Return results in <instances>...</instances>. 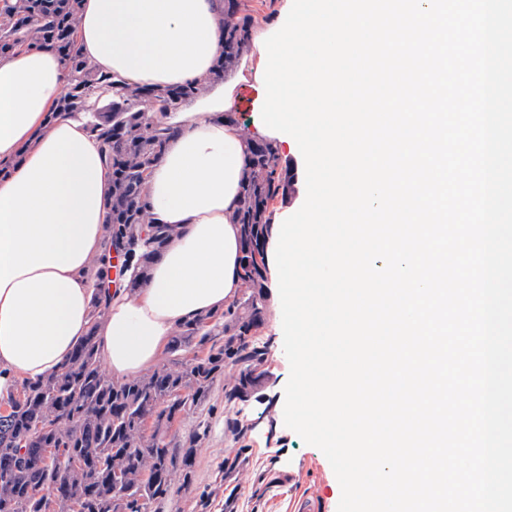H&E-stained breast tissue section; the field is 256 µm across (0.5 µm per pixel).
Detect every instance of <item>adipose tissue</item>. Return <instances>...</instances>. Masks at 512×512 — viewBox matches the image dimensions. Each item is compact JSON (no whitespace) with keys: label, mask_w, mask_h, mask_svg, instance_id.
Masks as SVG:
<instances>
[{"label":"adipose tissue","mask_w":512,"mask_h":512,"mask_svg":"<svg viewBox=\"0 0 512 512\" xmlns=\"http://www.w3.org/2000/svg\"><path fill=\"white\" fill-rule=\"evenodd\" d=\"M223 16V0H82L77 47L91 65L138 86L206 88L165 114L177 134L146 184L173 236L142 288L113 289L95 327L93 262L107 235L112 171L98 140L51 112L66 80L62 58L35 48L0 58V396L58 371L91 329L111 375L145 373L177 326L237 298L240 231L230 215L249 140L217 116L254 80L260 52L213 80Z\"/></svg>","instance_id":"adipose-tissue-1"}]
</instances>
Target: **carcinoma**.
<instances>
[{
	"label": "carcinoma",
	"instance_id": "cac0c4a2",
	"mask_svg": "<svg viewBox=\"0 0 512 512\" xmlns=\"http://www.w3.org/2000/svg\"><path fill=\"white\" fill-rule=\"evenodd\" d=\"M81 0H0V58L30 47L59 53L68 80L55 111L80 121L98 139L112 169L110 243L98 264L90 328L59 371L24 382L0 412V512H151L175 485L192 481L195 434L178 450L173 425L207 400L216 378L236 368L224 403L249 401L267 383V264L256 255L272 234L270 204L293 190L279 169L278 148L252 139L232 219L240 225L242 289L221 313L186 320L173 332L170 358L152 372L124 380L106 375L96 328L110 293L104 271L112 250L132 256L126 287H141L171 230L157 221L145 193L148 174L175 129L160 115L204 91L200 84L134 86L95 69L77 51ZM252 17L244 0H224V40L214 77L224 78L247 50ZM191 357H186V354Z\"/></svg>",
	"mask_w": 512,
	"mask_h": 512
}]
</instances>
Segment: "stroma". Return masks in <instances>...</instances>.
I'll return each mask as SVG.
<instances>
[{
    "mask_svg": "<svg viewBox=\"0 0 512 512\" xmlns=\"http://www.w3.org/2000/svg\"><path fill=\"white\" fill-rule=\"evenodd\" d=\"M262 89L254 83L238 88L236 112L244 135L263 138ZM261 335L270 342L265 369L269 383L250 401L224 406L230 382L221 375L214 382L206 405L174 425L169 440L180 443L202 433L193 466L192 483L175 488L172 496L156 504V512H292L296 500L317 505L318 512H337L341 488L333 469L315 446L285 426L284 389L290 375L283 351L278 272H269V297ZM244 436H237V429ZM238 459L240 466L225 475L224 463Z\"/></svg>",
    "mask_w": 512,
    "mask_h": 512,
    "instance_id": "1",
    "label": "stroma"
}]
</instances>
